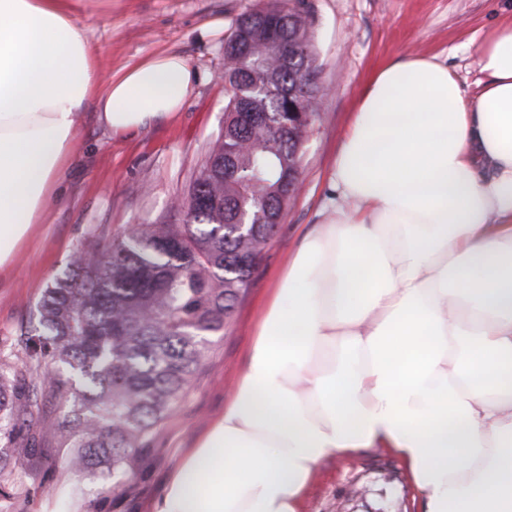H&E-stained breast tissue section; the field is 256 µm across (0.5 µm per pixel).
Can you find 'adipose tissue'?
Here are the masks:
<instances>
[{
    "instance_id": "1",
    "label": "adipose tissue",
    "mask_w": 512,
    "mask_h": 512,
    "mask_svg": "<svg viewBox=\"0 0 512 512\" xmlns=\"http://www.w3.org/2000/svg\"><path fill=\"white\" fill-rule=\"evenodd\" d=\"M478 64L473 95L425 56L372 79L337 205L154 512H303L323 462L371 448L420 512H512V18ZM193 80L173 55L102 80L71 0H0V270L60 197L86 104L120 135L178 112Z\"/></svg>"
}]
</instances>
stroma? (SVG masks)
<instances>
[{"label": "stroma", "instance_id": "35a3bbf8", "mask_svg": "<svg viewBox=\"0 0 512 512\" xmlns=\"http://www.w3.org/2000/svg\"><path fill=\"white\" fill-rule=\"evenodd\" d=\"M268 0H74V22L99 52L103 77L116 76L154 56L185 58L195 73L192 93L174 118L112 137L86 106L77 132V158L62 196L13 265L0 273V344L28 321L43 289L67 269L92 235H119L132 224L180 223L176 198L224 125V39L233 18ZM320 67L321 103L304 144L300 189L265 245L247 292L236 302L224 333L215 337L195 382L123 475L78 478L60 465L65 451L44 437L42 450L18 445L0 512H152L180 460L210 422L243 372L253 327L275 277L303 231L324 223L334 197L335 156L372 77L407 53L435 58L455 72L466 92L483 75L478 44L512 0H306ZM304 512H418L398 460L370 449L325 461L309 487Z\"/></svg>", "mask_w": 512, "mask_h": 512}]
</instances>
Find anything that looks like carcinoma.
<instances>
[{
  "mask_svg": "<svg viewBox=\"0 0 512 512\" xmlns=\"http://www.w3.org/2000/svg\"><path fill=\"white\" fill-rule=\"evenodd\" d=\"M303 2L271 0L232 21L224 129L176 200L182 223L95 242L42 291L13 338L23 367L0 359V479L17 442L36 446L49 400L61 414L43 428L68 449L67 472H127L194 382L299 184L304 130L288 112L321 96ZM244 210L249 237L235 232Z\"/></svg>",
  "mask_w": 512,
  "mask_h": 512,
  "instance_id": "carcinoma-1",
  "label": "carcinoma"
}]
</instances>
